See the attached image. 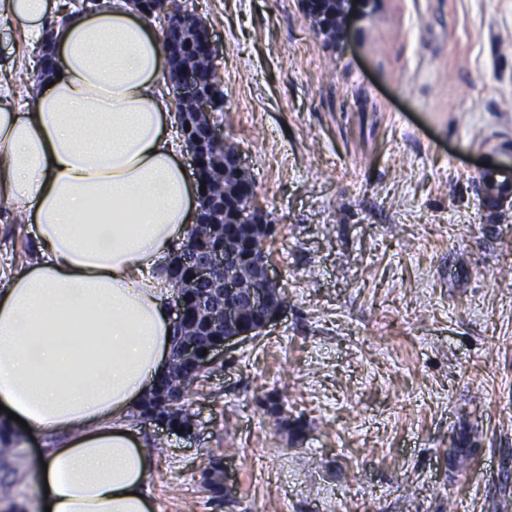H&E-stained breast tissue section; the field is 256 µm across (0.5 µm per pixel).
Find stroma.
<instances>
[{
  "instance_id": "stroma-1",
  "label": "stroma",
  "mask_w": 512,
  "mask_h": 512,
  "mask_svg": "<svg viewBox=\"0 0 512 512\" xmlns=\"http://www.w3.org/2000/svg\"><path fill=\"white\" fill-rule=\"evenodd\" d=\"M186 3L284 310L192 388V434L135 421L156 512H512V195L477 183L512 163V0H375L334 46L301 0ZM33 251L0 223L1 275ZM478 182L486 203L493 204L500 198L512 194L511 172L496 166H488L480 171Z\"/></svg>"
}]
</instances>
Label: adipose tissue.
<instances>
[{
    "label": "adipose tissue",
    "mask_w": 512,
    "mask_h": 512,
    "mask_svg": "<svg viewBox=\"0 0 512 512\" xmlns=\"http://www.w3.org/2000/svg\"><path fill=\"white\" fill-rule=\"evenodd\" d=\"M0 20L36 44L54 32L26 98L0 83V202L36 242L0 284V404L31 436H66L29 465L51 512H155L131 420L172 359L164 262L200 204L163 45L131 0L65 16L52 0H0Z\"/></svg>",
    "instance_id": "obj_1"
}]
</instances>
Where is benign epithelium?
I'll return each instance as SVG.
<instances>
[{
    "label": "benign epithelium",
    "instance_id": "7a95c632",
    "mask_svg": "<svg viewBox=\"0 0 512 512\" xmlns=\"http://www.w3.org/2000/svg\"><path fill=\"white\" fill-rule=\"evenodd\" d=\"M141 12L148 10L173 22L178 37L165 44L164 66L178 92L179 135L186 143L194 170H199L202 154L214 151L213 161L224 167V187L205 192L191 227H213L222 222L243 224L258 235L266 230L265 221L250 208H241L242 192L254 193L253 183L242 168L238 152L224 142L223 123L211 120L218 86L203 87V79L213 71L216 50L209 30L197 15L182 9L178 0H133ZM303 8L317 32L332 44L348 32L352 0H302ZM248 278L237 274L242 264ZM192 284L211 289L220 304L200 303L197 322L189 323L184 304H173L178 342L172 358L188 374L211 367L215 353L240 340L260 335L281 313L278 283L262 249L241 255L235 239L225 237L204 251L189 270ZM207 355H202V352Z\"/></svg>",
    "mask_w": 512,
    "mask_h": 512
}]
</instances>
